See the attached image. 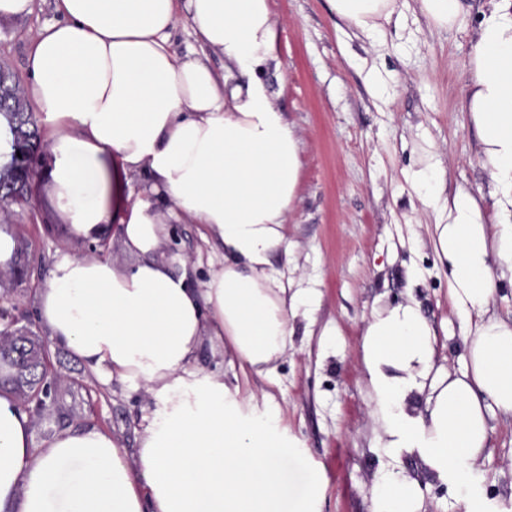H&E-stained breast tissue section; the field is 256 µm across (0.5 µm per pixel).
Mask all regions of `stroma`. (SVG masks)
I'll list each match as a JSON object with an SVG mask.
<instances>
[{
	"label": "stroma",
	"instance_id": "obj_1",
	"mask_svg": "<svg viewBox=\"0 0 512 512\" xmlns=\"http://www.w3.org/2000/svg\"><path fill=\"white\" fill-rule=\"evenodd\" d=\"M270 8L281 64L274 102L300 142L302 163L287 225L292 254L273 268L308 300L290 318L288 353L269 378L243 373L218 340L204 341L197 363L228 386L272 394L279 423L297 444L280 462L284 484L290 495H302L319 471L318 512H372L377 482L396 465L418 479L424 512H465L458 487L429 477L417 457L379 443L361 342L374 310L411 300L432 321L439 365L454 372L466 366L465 321L448 309V275L430 244L431 218L419 212L409 179L434 155L447 185L492 206L476 133L462 110L485 0H467L462 25L448 31L436 30L413 0H399L400 24H383L374 39L330 13L327 0H270ZM57 18L53 0H32L28 15L0 18V68L15 75L19 89L30 82L35 34ZM39 129L29 200L0 213L17 242L13 262L0 268V295L14 305L19 326L44 339L38 296L52 261L60 252L87 255L89 242L70 233L51 196L44 174L49 127ZM169 230L158 260L204 287L224 263L222 248L204 240L202 225ZM49 350L61 380L46 410L29 415L34 448L94 427L135 455L152 406L142 389L103 384L71 352L55 344ZM489 425V447L473 479L478 512L512 506V418L494 412Z\"/></svg>",
	"mask_w": 512,
	"mask_h": 512
}]
</instances>
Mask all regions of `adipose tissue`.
I'll use <instances>...</instances> for the list:
<instances>
[{
    "mask_svg": "<svg viewBox=\"0 0 512 512\" xmlns=\"http://www.w3.org/2000/svg\"><path fill=\"white\" fill-rule=\"evenodd\" d=\"M360 32L391 21L396 0H327ZM28 56L26 95L52 128L47 174L81 238L105 225L139 255L131 268L55 257L39 294L50 339L103 383L129 381L155 405L136 459L91 428L32 447L29 417L0 395V512H316L317 481L289 496L287 446L271 394L240 395L196 365L204 334L226 340L240 368L266 375L288 350L289 318L305 301L272 273L288 256L300 146L272 100L277 62L269 0H55ZM186 19L224 59L216 78L180 56ZM462 104L490 179L493 216L463 188L446 191L434 162L412 178L434 214L433 251L448 271L453 311L474 317L467 365L436 366V333L418 304L375 310L362 339L372 415L385 447L416 455L432 478L469 487L489 441V410L512 417V321L491 314L512 281V0H488ZM169 198L173 217L204 225L224 263L203 292L155 258L159 213L126 194L133 173ZM417 479L392 467L373 512H421Z\"/></svg>",
    "mask_w": 512,
    "mask_h": 512,
    "instance_id": "obj_1",
    "label": "adipose tissue"
}]
</instances>
